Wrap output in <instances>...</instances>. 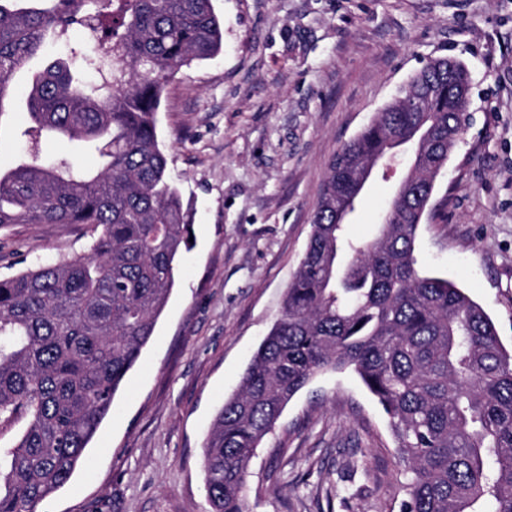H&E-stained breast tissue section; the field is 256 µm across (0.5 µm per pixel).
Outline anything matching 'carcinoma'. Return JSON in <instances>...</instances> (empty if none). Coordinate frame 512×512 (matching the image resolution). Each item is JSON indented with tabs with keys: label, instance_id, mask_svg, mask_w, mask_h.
<instances>
[{
	"label": "carcinoma",
	"instance_id": "cac0c4a2",
	"mask_svg": "<svg viewBox=\"0 0 512 512\" xmlns=\"http://www.w3.org/2000/svg\"><path fill=\"white\" fill-rule=\"evenodd\" d=\"M30 150L0 171V227L87 224L91 254L0 277V512H35L66 485L153 335L192 224L157 132L165 81L217 55L212 0H0V118L14 75ZM470 76L440 57L328 167L310 240L272 326L203 445L211 512H248V466L288 402L319 372L353 369L388 416L400 512H512V351L454 283L422 276L415 240L434 182L466 130ZM414 144L407 175L369 240L345 235L361 170ZM82 143L95 167L42 143Z\"/></svg>",
	"mask_w": 512,
	"mask_h": 512
}]
</instances>
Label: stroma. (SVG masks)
Masks as SVG:
<instances>
[{
  "label": "stroma",
  "instance_id": "1",
  "mask_svg": "<svg viewBox=\"0 0 512 512\" xmlns=\"http://www.w3.org/2000/svg\"><path fill=\"white\" fill-rule=\"evenodd\" d=\"M213 59L165 84L159 140L193 240L138 365L37 512H209L203 440L305 253L330 159L439 57L471 76L469 125L418 231L421 271L455 282L512 349V0H212ZM24 102L0 169L29 146ZM367 185L345 232L369 237L405 173ZM83 224L0 227V273L89 255ZM396 442L349 370L318 374L249 466V512H399Z\"/></svg>",
  "mask_w": 512,
  "mask_h": 512
}]
</instances>
